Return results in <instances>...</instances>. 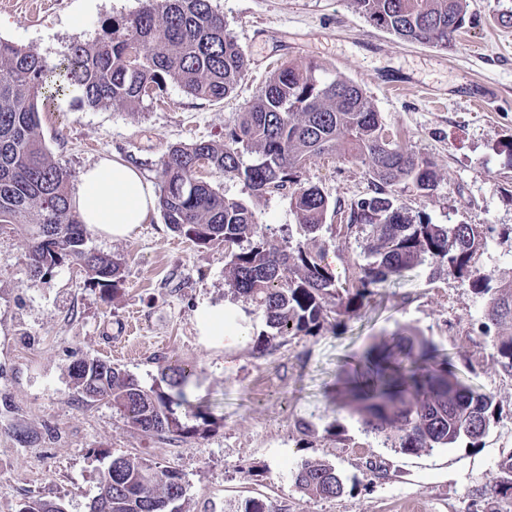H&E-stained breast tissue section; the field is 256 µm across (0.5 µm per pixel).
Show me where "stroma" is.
I'll use <instances>...</instances> for the list:
<instances>
[{
  "instance_id": "35a3bbf8",
  "label": "stroma",
  "mask_w": 512,
  "mask_h": 512,
  "mask_svg": "<svg viewBox=\"0 0 512 512\" xmlns=\"http://www.w3.org/2000/svg\"><path fill=\"white\" fill-rule=\"evenodd\" d=\"M142 0H0V38L34 48L56 63L77 39L91 41ZM245 52L247 68L220 102L196 98L175 81L134 113L83 106L78 93L41 105V133L71 173L119 156L159 186L160 162L175 144L220 141L239 112L262 93L286 61H317L357 81L390 133L438 174L421 196L400 185L396 196L435 224H477L486 245L478 266L492 283L512 279V26L498 17L512 0H470L472 22L448 49L416 45L370 25L351 0H212ZM198 176L225 197L246 203L289 245L306 236L288 193L254 196L237 178L202 166ZM302 180L340 208L318 241L341 277H354L363 254L347 231L350 205L372 195L363 165L337 155L311 157ZM89 248L124 255L123 281L111 293L64 264L40 281L28 275L27 242L0 228V512L28 498L89 512L101 470L112 457L135 455L159 470L179 471L189 512H235L249 498L270 512H498L485 490L512 456V372L484 333L486 295L470 278L424 264L379 285L355 316H331L313 336H291L265 352L254 333L261 312L241 305L249 337L200 336L195 316L231 302L224 247H200L153 213L130 237L90 234ZM137 330L126 334L129 319ZM422 337L449 356L458 377L492 398L495 421L475 447L461 442L421 454L385 448L359 415L337 407L332 384L346 360L395 331ZM99 357L155 385L173 362L192 365L191 395L205 399L215 424L203 436L168 440L132 429L111 404L82 401L69 368ZM27 442H19L18 433ZM319 459L346 479L338 498L311 497L291 473Z\"/></svg>"
}]
</instances>
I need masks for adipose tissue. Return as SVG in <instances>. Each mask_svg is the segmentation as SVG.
Masks as SVG:
<instances>
[{"instance_id":"ef3b65f1","label":"adipose tissue","mask_w":512,"mask_h":512,"mask_svg":"<svg viewBox=\"0 0 512 512\" xmlns=\"http://www.w3.org/2000/svg\"><path fill=\"white\" fill-rule=\"evenodd\" d=\"M72 203L84 224L115 240L131 236L145 223L157 199L133 167L109 158L83 171Z\"/></svg>"}]
</instances>
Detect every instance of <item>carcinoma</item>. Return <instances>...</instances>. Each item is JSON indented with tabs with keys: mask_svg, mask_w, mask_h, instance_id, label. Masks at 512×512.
Instances as JSON below:
<instances>
[{
	"mask_svg": "<svg viewBox=\"0 0 512 512\" xmlns=\"http://www.w3.org/2000/svg\"><path fill=\"white\" fill-rule=\"evenodd\" d=\"M373 26L401 40L446 49L470 22L469 0H354ZM241 46L226 33L211 0H143L129 17L114 19L89 43L72 42L50 65L35 50L0 39V226L10 224L30 241L29 274L37 281L69 263L84 268L101 288H117L125 258L86 246L88 230L68 191L70 174L48 152L41 134L39 101L72 90L92 108L135 112L144 98L163 92L167 79L196 98L218 102L246 71ZM348 156L366 167L374 194L353 203L347 229L362 235L366 263L346 287L325 263L317 233L331 203L316 186L301 182L308 157ZM252 156L249 164L244 155ZM206 163L268 194L286 187L296 222L307 234L295 247L277 241L270 225L256 222L246 204L224 197L196 175ZM158 208L170 229L200 247L224 244V282L236 299L262 311L266 329L255 348L266 350L288 336L318 333L330 315H354L372 288L427 261L484 284L487 319L498 329L494 349L512 370V279L494 287L476 267L484 246L475 224H434L410 214L394 187L406 183L427 196L437 183L432 164L391 139L364 90L341 75L327 77L316 61L286 63L271 74L258 100L240 113L224 141L172 147L161 163ZM355 376L342 395L356 403L365 431L395 452L419 454L466 440L478 443L494 414L490 397L464 386L451 362L440 360L426 339L373 346L356 359ZM188 366L161 370L150 388L99 358H81L71 377L86 401H106L131 428L188 438L215 425L210 412L191 404ZM304 493L337 498L345 479L319 460L292 472ZM492 494L512 504V457L489 480ZM112 491L99 512H187L183 477L158 471L138 457L112 458L99 477Z\"/></svg>",
	"mask_w": 512,
	"mask_h": 512,
	"instance_id": "cac0c4a2",
	"label": "carcinoma"
}]
</instances>
